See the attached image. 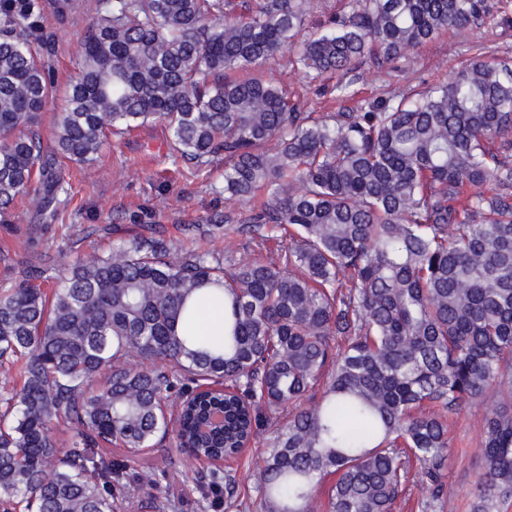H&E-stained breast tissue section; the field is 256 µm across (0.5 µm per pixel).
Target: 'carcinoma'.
<instances>
[{"label": "carcinoma", "instance_id": "carcinoma-1", "mask_svg": "<svg viewBox=\"0 0 512 512\" xmlns=\"http://www.w3.org/2000/svg\"><path fill=\"white\" fill-rule=\"evenodd\" d=\"M0 0V214L18 197L47 220L69 195L64 160L87 163L117 134L160 122L174 155L203 173L224 154V194L250 215L192 237L136 236L63 267L46 293L35 271L0 291V505L116 512L154 465L128 458L176 433L237 457L295 411L268 448L261 512H393L410 466L432 500L451 454L445 415L492 393L472 512L512 502V59L474 54L447 83L306 112L262 76L286 51L316 82L353 95L356 63L382 65L443 31L494 21L502 0H349L301 35L313 0ZM83 14L78 71L52 135L55 85L39 17ZM258 246L235 262L220 233ZM224 304V336L192 329L197 304ZM226 382L224 424L202 435ZM309 408L299 404L310 396ZM72 430L59 448L52 424ZM115 443L122 458L107 460ZM204 491L231 496L215 468Z\"/></svg>", "mask_w": 512, "mask_h": 512}]
</instances>
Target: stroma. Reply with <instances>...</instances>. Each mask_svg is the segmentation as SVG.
I'll use <instances>...</instances> for the list:
<instances>
[{
  "instance_id": "1",
  "label": "stroma",
  "mask_w": 512,
  "mask_h": 512,
  "mask_svg": "<svg viewBox=\"0 0 512 512\" xmlns=\"http://www.w3.org/2000/svg\"><path fill=\"white\" fill-rule=\"evenodd\" d=\"M42 24L56 29L58 36L54 61L59 89L42 114V129L47 132L54 113L63 104V90L77 72L87 20L80 15L60 28L47 11ZM480 47L512 58V30L505 32L489 25L450 30L389 64L378 66L364 60L355 72L353 89L357 98H375L443 81ZM263 75L302 93L310 111L330 113L352 106L351 101H336L333 95L309 86L304 74L290 65L287 54L272 58ZM171 153V137L163 125L156 123L111 136L91 163H64L69 196L52 225L43 230L36 228L26 200H15L9 223H0V289L14 285L30 268L54 276L60 265L72 262L92 247L106 251L140 234L169 236L183 225L217 223L230 212L242 218L248 216V203L224 195L223 158H215L210 176L202 177L193 174L192 163L173 160ZM494 404L489 396L449 417L454 450L444 467L443 495L431 500L426 486L417 477H410L395 512H471L482 466L484 419ZM274 435V428L263 429L241 459L226 462V469L236 480V493L217 512H259L257 485L266 448ZM205 473V468L198 465L189 473L170 466L157 484L134 485L124 512H140L139 502L161 493L168 500L165 512H210L196 484Z\"/></svg>"
}]
</instances>
